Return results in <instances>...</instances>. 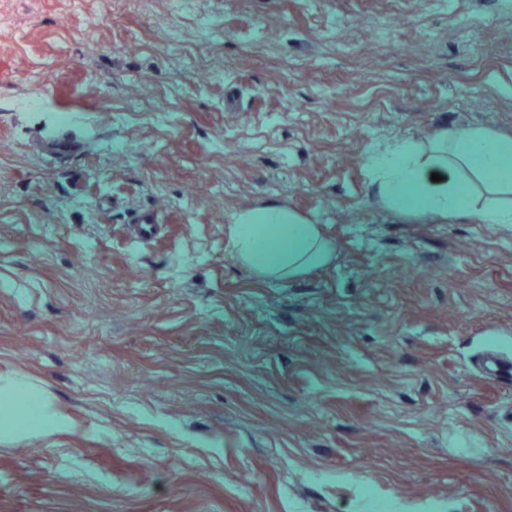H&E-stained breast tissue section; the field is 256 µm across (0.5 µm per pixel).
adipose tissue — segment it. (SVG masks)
Returning <instances> with one entry per match:
<instances>
[{
	"label": "adipose tissue",
	"mask_w": 512,
	"mask_h": 512,
	"mask_svg": "<svg viewBox=\"0 0 512 512\" xmlns=\"http://www.w3.org/2000/svg\"><path fill=\"white\" fill-rule=\"evenodd\" d=\"M511 156V144L453 129L430 149L406 144L394 159L380 161V193L395 207L430 209L445 217L471 212L487 223L507 224L512 211L501 201L512 196V179L500 176L499 169ZM435 173L440 181H432ZM233 231L236 258L265 277H294L331 259L317 225L297 222L273 203L242 213Z\"/></svg>",
	"instance_id": "ef3b65f1"
}]
</instances>
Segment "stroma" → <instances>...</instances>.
<instances>
[{
  "mask_svg": "<svg viewBox=\"0 0 512 512\" xmlns=\"http://www.w3.org/2000/svg\"><path fill=\"white\" fill-rule=\"evenodd\" d=\"M451 128L512 138V0H0V400L63 420L0 512H512V224L372 167ZM266 202L331 262L241 264Z\"/></svg>",
  "mask_w": 512,
  "mask_h": 512,
  "instance_id": "35a3bbf8",
  "label": "stroma"
}]
</instances>
